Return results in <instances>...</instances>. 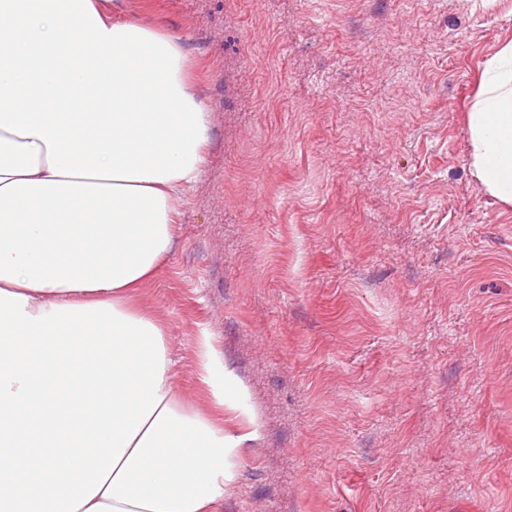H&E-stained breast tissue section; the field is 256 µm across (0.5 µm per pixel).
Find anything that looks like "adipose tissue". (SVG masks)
I'll use <instances>...</instances> for the list:
<instances>
[{
  "label": "adipose tissue",
  "instance_id": "adipose-tissue-1",
  "mask_svg": "<svg viewBox=\"0 0 512 512\" xmlns=\"http://www.w3.org/2000/svg\"><path fill=\"white\" fill-rule=\"evenodd\" d=\"M124 0H0V512H224L246 437L178 388L135 295L174 248L211 114L182 40ZM485 193L512 206V40L467 114Z\"/></svg>",
  "mask_w": 512,
  "mask_h": 512
}]
</instances>
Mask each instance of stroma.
<instances>
[{
  "mask_svg": "<svg viewBox=\"0 0 512 512\" xmlns=\"http://www.w3.org/2000/svg\"><path fill=\"white\" fill-rule=\"evenodd\" d=\"M211 110L142 289L180 389L257 431L224 512H512V207L466 112L512 0H127Z\"/></svg>",
  "mask_w": 512,
  "mask_h": 512,
  "instance_id": "35a3bbf8",
  "label": "stroma"
}]
</instances>
